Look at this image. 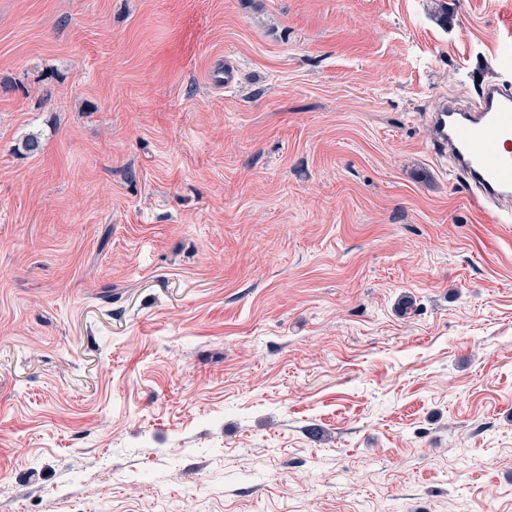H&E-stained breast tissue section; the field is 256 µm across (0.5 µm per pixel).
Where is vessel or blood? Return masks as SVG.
<instances>
[{
    "label": "vessel or blood",
    "instance_id": "1",
    "mask_svg": "<svg viewBox=\"0 0 512 512\" xmlns=\"http://www.w3.org/2000/svg\"><path fill=\"white\" fill-rule=\"evenodd\" d=\"M436 155L450 159L471 183L470 205L512 223V81L488 75L472 105L442 101L428 120Z\"/></svg>",
    "mask_w": 512,
    "mask_h": 512
}]
</instances>
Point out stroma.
Listing matches in <instances>:
<instances>
[{
	"label": "stroma",
	"mask_w": 512,
	"mask_h": 512,
	"mask_svg": "<svg viewBox=\"0 0 512 512\" xmlns=\"http://www.w3.org/2000/svg\"><path fill=\"white\" fill-rule=\"evenodd\" d=\"M511 41L512 0H0V512H512V223L427 135Z\"/></svg>",
	"instance_id": "stroma-1"
}]
</instances>
